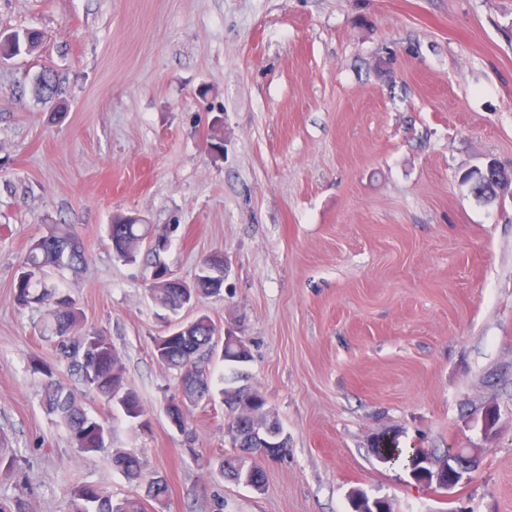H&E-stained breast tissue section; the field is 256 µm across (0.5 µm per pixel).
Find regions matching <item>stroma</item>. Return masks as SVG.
I'll use <instances>...</instances> for the list:
<instances>
[{"instance_id":"obj_1","label":"stroma","mask_w":512,"mask_h":512,"mask_svg":"<svg viewBox=\"0 0 512 512\" xmlns=\"http://www.w3.org/2000/svg\"><path fill=\"white\" fill-rule=\"evenodd\" d=\"M40 47L0 61V433L19 458L0 495L69 512L81 481L146 512H512V190L464 177L512 169V0H0V33ZM64 114L37 104L43 67ZM222 119L224 151L206 135ZM117 213L166 235L161 260L191 279L224 253L205 313L251 351L244 371L290 439L262 491L223 478L224 404L165 406L174 372L146 258L116 261ZM49 224L76 229L88 263L55 282L111 336L148 427L84 388L15 274ZM40 357L102 417L112 448L167 480L147 499L110 457L78 453L42 405ZM391 440L448 485L384 462Z\"/></svg>"}]
</instances>
